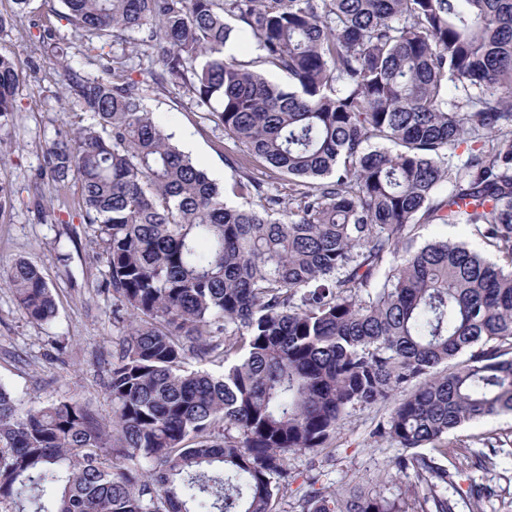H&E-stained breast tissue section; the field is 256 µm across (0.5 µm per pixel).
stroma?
<instances>
[{"instance_id":"obj_1","label":"stroma","mask_w":512,"mask_h":512,"mask_svg":"<svg viewBox=\"0 0 512 512\" xmlns=\"http://www.w3.org/2000/svg\"><path fill=\"white\" fill-rule=\"evenodd\" d=\"M30 17L0 35V50L17 59L22 80L16 112L0 131V180L14 189L10 208L0 213V271L23 259L39 267L58 306L49 323H35L18 308L9 288L0 286V385L10 390L22 410L76 400L104 418L112 416V398L103 382L123 327L112 316V291L105 288L106 255L93 231L75 210L59 208L49 182H37L43 152L58 131L87 123L61 93L58 70L71 64L85 73H102L97 51L75 38L63 19L60 0H31ZM52 28L64 53L45 62L35 53L37 24ZM146 104L172 141L218 185L230 184L228 160L236 149L212 121L207 109L182 88L148 92ZM387 404L354 406L346 412L327 447L287 455L293 483L283 512H302L299 498L310 477L324 493L359 487L377 498L412 506L419 492L414 478L391 479L399 448L374 437L386 419ZM504 446L496 471L475 472L492 494L485 512H512V415L469 425L459 435L464 455L482 452L483 438Z\"/></svg>"}]
</instances>
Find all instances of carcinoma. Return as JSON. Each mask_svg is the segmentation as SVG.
Instances as JSON below:
<instances>
[{
    "mask_svg": "<svg viewBox=\"0 0 512 512\" xmlns=\"http://www.w3.org/2000/svg\"><path fill=\"white\" fill-rule=\"evenodd\" d=\"M61 2L79 38L148 61L140 80L125 53L99 76L65 67L93 122L58 134L40 171L63 205L78 189L128 324L109 422L77 401L23 411L0 385V512H279L288 452L325 447L354 405L388 403L375 434L403 449L393 475L421 487L417 512H484L488 487L461 489L448 437L512 414V0ZM13 3L0 34L30 0ZM32 26L41 57L58 56L52 28ZM246 37L251 62L231 52ZM20 80L0 50V131ZM167 87L240 149L243 205L147 110ZM421 224L467 226L504 264L419 246ZM0 281L28 319L54 320L36 266ZM232 354L218 377L186 367ZM483 447L471 465L489 472L498 445ZM302 512L405 510L310 489Z\"/></svg>",
    "mask_w": 512,
    "mask_h": 512,
    "instance_id": "obj_1",
    "label": "carcinoma"
}]
</instances>
